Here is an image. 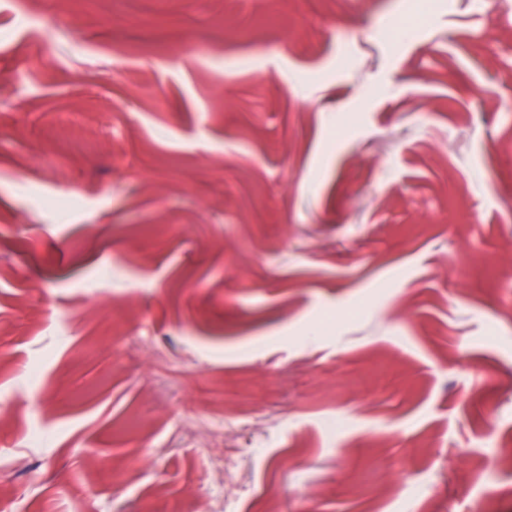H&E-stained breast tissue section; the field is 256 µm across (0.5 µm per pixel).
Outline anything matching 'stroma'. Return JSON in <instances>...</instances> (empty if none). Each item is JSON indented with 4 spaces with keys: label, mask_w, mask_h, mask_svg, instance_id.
Returning <instances> with one entry per match:
<instances>
[{
    "label": "stroma",
    "mask_w": 512,
    "mask_h": 512,
    "mask_svg": "<svg viewBox=\"0 0 512 512\" xmlns=\"http://www.w3.org/2000/svg\"><path fill=\"white\" fill-rule=\"evenodd\" d=\"M509 452L512 0H0V512H512Z\"/></svg>",
    "instance_id": "stroma-1"
}]
</instances>
